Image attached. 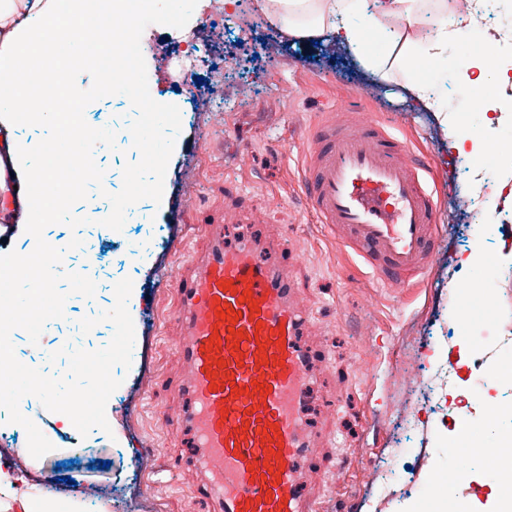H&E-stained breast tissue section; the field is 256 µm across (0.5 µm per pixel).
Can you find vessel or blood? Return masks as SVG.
Masks as SVG:
<instances>
[{
    "instance_id": "1",
    "label": "vessel or blood",
    "mask_w": 512,
    "mask_h": 512,
    "mask_svg": "<svg viewBox=\"0 0 512 512\" xmlns=\"http://www.w3.org/2000/svg\"><path fill=\"white\" fill-rule=\"evenodd\" d=\"M305 188L319 223L386 279L424 273L437 203L406 140L382 122L323 118L306 147ZM165 277L185 326L181 346L194 447L219 478L224 512H315L298 471L307 452L296 400L307 386L302 318L280 267L224 236ZM233 309L237 322L220 318Z\"/></svg>"
}]
</instances>
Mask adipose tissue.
<instances>
[{
	"label": "adipose tissue",
	"mask_w": 512,
	"mask_h": 512,
	"mask_svg": "<svg viewBox=\"0 0 512 512\" xmlns=\"http://www.w3.org/2000/svg\"><path fill=\"white\" fill-rule=\"evenodd\" d=\"M419 0H379L378 11L371 12L364 0H264L262 7L282 24L285 33L300 39L328 36L340 46L349 47L360 65L373 76L385 79L393 66L409 68L404 83L409 95L427 111L433 112L444 135L448 153L471 155L474 189L485 185L482 162L496 144L494 114L512 112V73L490 70L481 62L457 60L448 53L458 38V29L440 22L435 33L421 40L401 39L397 50L380 54L392 26H413L418 21ZM56 0H0V116L23 115L16 106L18 91L12 81L15 61L29 45L32 32L45 19L55 15ZM447 70L463 81L487 86L486 94L471 99L469 111L483 115L487 126L484 141L471 140L457 121L453 108L437 90L431 77ZM81 503L70 497L46 499L38 485L18 482L0 470V512H81Z\"/></svg>",
	"instance_id": "obj_1"
}]
</instances>
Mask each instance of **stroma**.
<instances>
[{
    "instance_id": "obj_1",
    "label": "stroma",
    "mask_w": 512,
    "mask_h": 512,
    "mask_svg": "<svg viewBox=\"0 0 512 512\" xmlns=\"http://www.w3.org/2000/svg\"><path fill=\"white\" fill-rule=\"evenodd\" d=\"M215 0H198L188 24L150 25L149 83L181 111V129L168 163L161 203L143 200L127 212L122 230L101 226L111 205L91 194L73 213L88 225L53 224L44 231L64 251L58 272L94 273L93 299L70 296L63 318L49 321L38 343L14 330L17 358L59 375L66 359L50 353L70 345L87 350L110 341L111 322L81 334L78 322L115 304L114 285L131 278L128 309L135 344L130 367H115L122 383L112 394V416L127 447L92 430L54 431L52 413L35 397L22 413L53 434L62 454L42 470L48 496L80 497L90 490L111 512H213L200 495L205 472L200 451L187 447L180 418L188 409L179 364L180 314L164 275L186 273L205 246V224H226L225 245L248 238L260 258L283 266L295 304L306 320L302 342L310 355L309 389L301 410L312 451L302 464V486L318 512H415L448 468L455 447L467 467L456 486L458 512H490L491 484L506 473L482 456L485 443L512 429V381L501 382L512 361V202L472 193L471 159L448 155L431 113L395 82L367 76L350 53L328 38L296 39L263 12L225 10L221 38L202 18ZM183 41L204 60L196 71L203 93L178 96L168 80L166 44ZM224 57L222 82L207 60ZM351 110L386 122L390 133L425 155L426 185L439 203L428 271L399 287L384 286L372 267L318 223L304 193L305 144L322 112ZM135 111L114 95L89 104L91 126L116 130V150L97 146L107 193L122 186L126 163L139 159L126 129ZM83 245L72 250V236ZM276 240L279 249L264 245ZM476 254L470 265L458 255ZM493 289L488 313L473 306L471 282ZM491 396L500 414L486 418L477 398ZM25 429L0 408V468L24 474Z\"/></svg>"
}]
</instances>
